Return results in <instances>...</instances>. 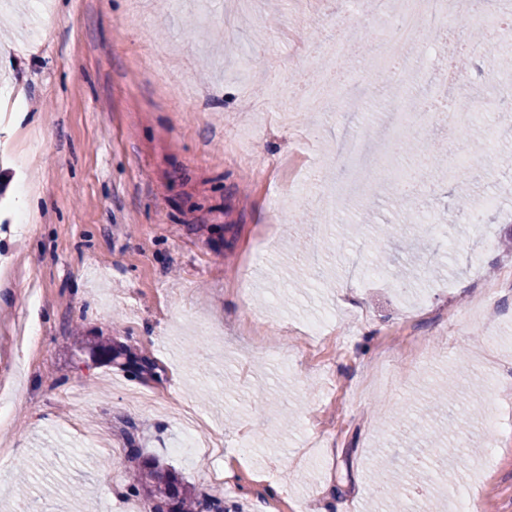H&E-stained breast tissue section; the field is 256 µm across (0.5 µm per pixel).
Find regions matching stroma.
<instances>
[{
  "label": "stroma",
  "mask_w": 512,
  "mask_h": 512,
  "mask_svg": "<svg viewBox=\"0 0 512 512\" xmlns=\"http://www.w3.org/2000/svg\"><path fill=\"white\" fill-rule=\"evenodd\" d=\"M330 8L352 4L267 0L258 17L239 0H0V512L152 507L131 494L132 448L225 512H400L424 491L399 471L432 459L440 422L453 481L432 512L454 492L512 512V396L484 388L512 382V286L495 325L479 311L512 270V225L479 208L451 246L421 228L380 237L402 215L377 183L331 224L269 173L297 154L308 185L336 182L335 128L277 112L266 71L315 72L297 39ZM408 136L447 145L444 177L418 185L428 211L452 212L465 157L476 197L512 209L471 155L484 122ZM22 190L37 198L25 224ZM378 250L384 274L361 276ZM411 250L438 267L399 293ZM91 340L119 356L91 361ZM188 409L203 444L180 453Z\"/></svg>",
  "instance_id": "35a3bbf8"
}]
</instances>
